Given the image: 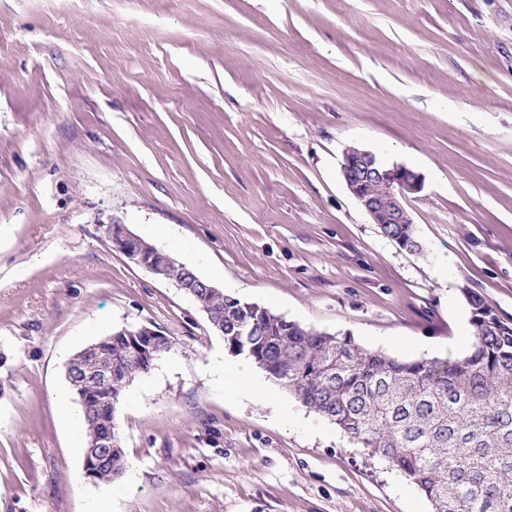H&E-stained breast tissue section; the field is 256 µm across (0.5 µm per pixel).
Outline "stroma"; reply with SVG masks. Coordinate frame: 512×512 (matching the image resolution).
<instances>
[{
  "mask_svg": "<svg viewBox=\"0 0 512 512\" xmlns=\"http://www.w3.org/2000/svg\"><path fill=\"white\" fill-rule=\"evenodd\" d=\"M352 145L421 174L420 252L349 192ZM113 222L288 320L464 353L466 291L512 319V0H0V512H432L288 391L215 386L223 336ZM141 325L172 350L116 413L136 477L95 484L55 395ZM106 233L113 247L130 262L154 272L153 259L150 258V246L130 231L126 225L120 224L112 227L111 223L107 226Z\"/></svg>",
  "mask_w": 512,
  "mask_h": 512,
  "instance_id": "stroma-1",
  "label": "stroma"
}]
</instances>
